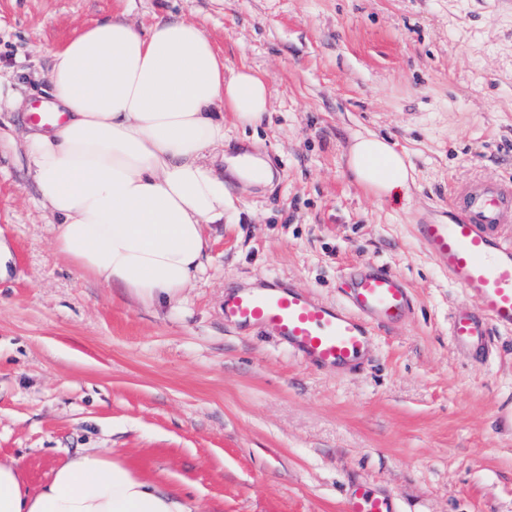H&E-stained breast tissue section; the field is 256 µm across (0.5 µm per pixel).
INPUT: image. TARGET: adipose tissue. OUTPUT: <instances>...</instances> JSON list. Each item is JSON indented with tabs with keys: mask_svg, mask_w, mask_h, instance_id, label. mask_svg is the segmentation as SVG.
Listing matches in <instances>:
<instances>
[{
	"mask_svg": "<svg viewBox=\"0 0 512 512\" xmlns=\"http://www.w3.org/2000/svg\"><path fill=\"white\" fill-rule=\"evenodd\" d=\"M50 93L65 121L24 140L41 204L58 221L55 246L80 270L148 305L176 301L204 271L209 225L229 207L208 157L224 114L251 127L269 110L264 78L225 71L205 30L184 20L141 29L125 14L52 51ZM357 182L376 194L408 190L403 154L374 133L349 150ZM0 512H199L174 487L90 449L31 488L0 460Z\"/></svg>",
	"mask_w": 512,
	"mask_h": 512,
	"instance_id": "obj_1",
	"label": "adipose tissue"
}]
</instances>
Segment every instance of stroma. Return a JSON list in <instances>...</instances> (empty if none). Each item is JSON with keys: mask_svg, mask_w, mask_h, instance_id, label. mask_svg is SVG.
Returning a JSON list of instances; mask_svg holds the SVG:
<instances>
[{"mask_svg": "<svg viewBox=\"0 0 512 512\" xmlns=\"http://www.w3.org/2000/svg\"><path fill=\"white\" fill-rule=\"evenodd\" d=\"M126 13L201 25L228 69L259 71L270 113L224 116L231 149L271 184L229 186L208 262L179 301L146 306L54 248L22 141L50 101V50ZM0 460L30 487L88 448L177 486L200 512H342L350 487L397 512H512V333L484 363L453 348L466 295L412 235L449 221L448 193L512 179V0H0ZM370 130L413 166L410 199L360 185L347 155ZM375 261L413 309L373 336L360 371L303 363L224 323L228 283L272 278L340 298L342 270Z\"/></svg>", "mask_w": 512, "mask_h": 512, "instance_id": "35a3bbf8", "label": "stroma"}]
</instances>
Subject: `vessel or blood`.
I'll return each instance as SVG.
<instances>
[{
	"instance_id": "obj_1",
	"label": "vessel or blood",
	"mask_w": 512,
	"mask_h": 512,
	"mask_svg": "<svg viewBox=\"0 0 512 512\" xmlns=\"http://www.w3.org/2000/svg\"><path fill=\"white\" fill-rule=\"evenodd\" d=\"M448 205L450 222L417 224L413 233L450 282L474 300L450 314L451 344L485 356L492 335L512 332V182L487 178L453 187ZM344 277V295L336 303L280 280L234 286L224 295V322L287 343L306 364L350 372L376 328L394 327L413 302L406 282L386 266L351 264ZM343 512L395 509L390 496L363 486Z\"/></svg>"
}]
</instances>
